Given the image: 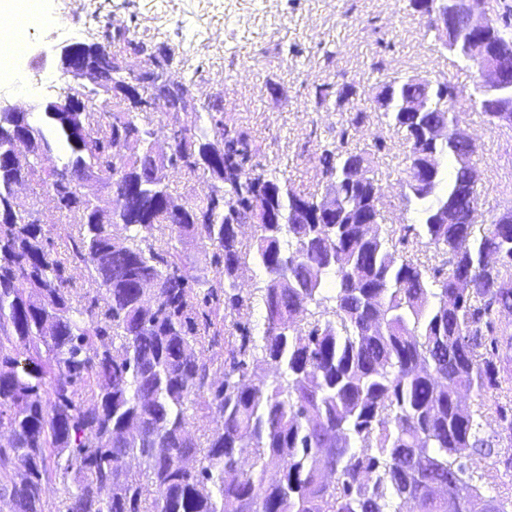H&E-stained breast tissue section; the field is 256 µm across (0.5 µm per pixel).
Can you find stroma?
I'll use <instances>...</instances> for the list:
<instances>
[{
	"label": "stroma",
	"mask_w": 512,
	"mask_h": 512,
	"mask_svg": "<svg viewBox=\"0 0 512 512\" xmlns=\"http://www.w3.org/2000/svg\"><path fill=\"white\" fill-rule=\"evenodd\" d=\"M87 12H71L66 0H44L47 13L69 35L36 28L31 51L79 40L88 27H120L132 38L189 58L198 70L200 101L221 100L226 124L247 133L253 160L283 173L295 190L323 194L315 154L332 142L348 114L336 102L316 107L317 85H351L352 99L367 113L351 144L374 149L373 171L382 188L387 223L405 213L400 184L405 167L401 134L389 130L375 96L386 76H436L471 85L475 70L460 63L428 34L424 19L406 0H88ZM214 35L197 50L201 35ZM476 139L473 161L481 174L479 223L512 209V129L489 125L479 106L460 113ZM20 197L43 216L48 246L64 251L62 229L46 190L26 184Z\"/></svg>",
	"instance_id": "35a3bbf8"
}]
</instances>
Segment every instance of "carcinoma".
<instances>
[{"instance_id": "obj_1", "label": "carcinoma", "mask_w": 512, "mask_h": 512, "mask_svg": "<svg viewBox=\"0 0 512 512\" xmlns=\"http://www.w3.org/2000/svg\"><path fill=\"white\" fill-rule=\"evenodd\" d=\"M441 0H409L432 14ZM492 36L512 49V23ZM103 52L147 43L125 31L95 41ZM161 58L170 81L161 96L136 99L130 77L101 74L107 110L0 115V498L13 512H49L46 489L73 476L65 512H477L487 501L512 512V496L485 493L488 474L474 461L512 477V217L476 228V146L450 138L432 144L424 127H453L464 102L482 87L432 86L414 77L381 84L391 91L387 125L404 139L400 179L419 227L386 225L375 204L379 184L370 154L349 148L352 116L316 154L321 176L336 178V214L320 222L313 194H301L277 172L251 163L247 134L224 124L213 101L191 112L170 155L149 154L150 114L183 100L196 86ZM409 95H426L428 112H405ZM347 87L316 89L321 107L342 102ZM28 140L32 162L11 164L16 138ZM62 162L46 164L55 148ZM452 169L423 168L427 153ZM215 177L207 190L167 207L169 169ZM97 173L108 190L126 187L136 213L110 215L82 194ZM35 181L63 197L59 223L81 211L78 235L62 253L44 244L34 208L12 185ZM257 219L250 243L237 225ZM374 225L364 236L360 222ZM433 249V263L398 245ZM195 237L216 247L222 275L203 292L173 241ZM100 283L84 298L67 268ZM265 276L260 341L239 319L251 297L236 292L239 273ZM473 288L448 308L454 278ZM224 337V371L201 356ZM120 341L115 346L114 341ZM275 369L254 385L248 367ZM475 393L476 407L458 397ZM198 404L222 422L205 441L187 430ZM131 456L145 475L125 467ZM195 458L185 468L182 458ZM251 458L249 470L242 460ZM278 474L267 480V473Z\"/></svg>"}]
</instances>
